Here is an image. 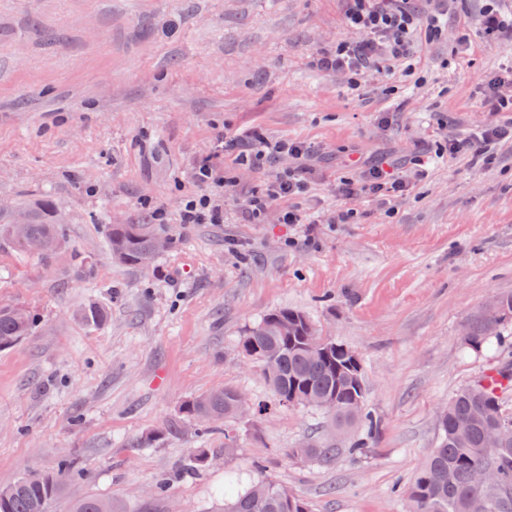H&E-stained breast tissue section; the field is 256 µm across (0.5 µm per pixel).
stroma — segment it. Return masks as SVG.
<instances>
[{"mask_svg": "<svg viewBox=\"0 0 512 512\" xmlns=\"http://www.w3.org/2000/svg\"><path fill=\"white\" fill-rule=\"evenodd\" d=\"M417 7L440 9V36L421 39L412 71H372L353 91L311 64L356 40L344 0H0V204L49 197L65 224L51 258L0 248V304L38 319L34 335L0 350V485L57 470L69 453L85 474L48 512L90 495L128 512H212L232 477L271 479L310 512H407L404 492L449 399L512 363V325L478 349L464 334L512 293V139L486 165L460 154L418 177L411 162L499 121L484 86L512 64V37L486 32L480 0ZM256 126L328 153L299 201L310 223H279L274 209L238 223L232 192L223 223H180L215 134ZM349 153L395 160L410 191L391 205L339 196ZM158 207L170 247L146 270L113 259L107 225L148 223ZM347 210L354 219L337 223ZM80 262L91 276H75ZM92 303L108 313L97 326L80 317ZM282 307L358 354L381 425L364 456L344 452L357 428L335 438V458L290 456L323 438L324 416L279 407L239 349ZM221 386L263 408L236 420L229 457L223 430L201 436L180 412ZM164 424L172 432L141 447ZM199 448L212 462L185 471ZM161 473L172 481L158 497Z\"/></svg>", "mask_w": 512, "mask_h": 512, "instance_id": "1", "label": "stroma"}]
</instances>
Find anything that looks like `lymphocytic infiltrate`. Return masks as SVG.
Listing matches in <instances>:
<instances>
[{
    "label": "lymphocytic infiltrate",
    "mask_w": 512,
    "mask_h": 512,
    "mask_svg": "<svg viewBox=\"0 0 512 512\" xmlns=\"http://www.w3.org/2000/svg\"><path fill=\"white\" fill-rule=\"evenodd\" d=\"M343 19L358 33L357 41L338 44L335 51L315 58V66L348 75L350 85H357L360 77L381 65L408 62L421 34H435L440 30L436 15H422L415 7V0H345ZM219 151L234 155L235 165L260 168L267 163L288 155L296 164L285 171L265 190L243 197L240 219L246 224L261 223L272 207H279L280 221L284 224H304L308 217L295 202L303 196L320 151L314 146L288 140L272 141L258 130L250 128L232 136H218ZM349 168L355 177L341 178L336 186L339 195L350 197L372 194L391 200L408 191L407 177L394 174L387 161L360 164L349 159ZM195 181L202 186V193L185 197L180 210L184 224H220L224 210L217 204V196L233 190L237 182L214 158L199 160L193 168Z\"/></svg>",
    "instance_id": "f902f5d3"
}]
</instances>
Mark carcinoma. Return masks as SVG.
Masks as SVG:
<instances>
[{"instance_id":"1","label":"carcinoma","mask_w":512,"mask_h":512,"mask_svg":"<svg viewBox=\"0 0 512 512\" xmlns=\"http://www.w3.org/2000/svg\"><path fill=\"white\" fill-rule=\"evenodd\" d=\"M28 224L18 230L11 214L0 212V243L22 253L28 252L31 240H41L47 258L61 245L62 220L53 200L45 199L24 208ZM160 232L151 224H112L107 240L113 257L140 269L150 267L155 259L154 241ZM512 320V294L500 296L480 320L469 325L466 336L472 345H481L501 335V326ZM37 318L27 308L15 304L0 305V349L11 348L32 335ZM310 320L298 311L279 308L265 314L240 338L239 348L263 368L264 377L283 407L307 406L325 399L336 402V425L346 428L358 425L364 437L341 449L314 441L289 449L291 456L330 459L344 452L362 455L368 441L380 432V424L366 407L358 404L365 397L363 381L351 378L356 352L330 339L316 337L312 346L308 328ZM503 382L498 387L480 378L459 389L448 402L441 417L437 448L420 470L407 491L409 512H512V442L496 450L484 446L485 436L506 412L501 394L512 387V371L497 370ZM237 390L217 388L194 396L181 405L182 419L210 426L224 425V455L235 454V435L230 423L243 414L236 400ZM491 467L499 478L495 488H479L474 484L477 470ZM84 469L70 456L61 459L54 473L30 472L0 486V512H48L52 502L61 496L65 480L80 476ZM71 512H125L110 497L90 496L76 501ZM224 512H309L298 496L282 485L265 496L255 494V485L241 488L230 482L224 489Z\"/></svg>"}]
</instances>
